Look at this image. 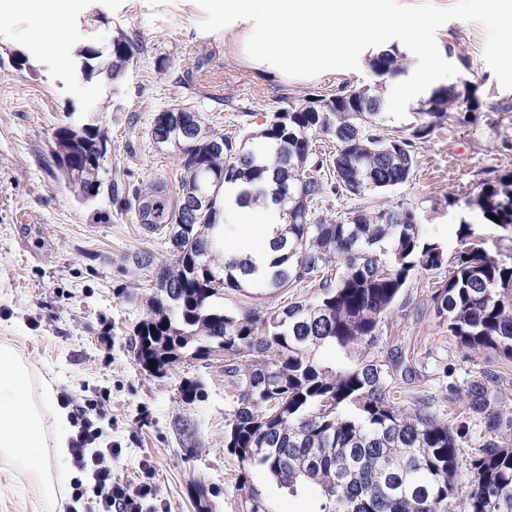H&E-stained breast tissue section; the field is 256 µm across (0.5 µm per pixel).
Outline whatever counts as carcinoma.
<instances>
[{
    "instance_id": "1",
    "label": "carcinoma",
    "mask_w": 512,
    "mask_h": 512,
    "mask_svg": "<svg viewBox=\"0 0 512 512\" xmlns=\"http://www.w3.org/2000/svg\"><path fill=\"white\" fill-rule=\"evenodd\" d=\"M142 50L133 38H117L107 52L87 46L86 77L119 71L128 54ZM403 53L392 45L369 59L381 84L403 70ZM342 87L320 100L322 106L292 104L273 113L256 135L226 136L205 123L194 107L191 121L198 140L168 130L157 145H173L181 158L179 192L139 185L116 200L149 234L169 244L172 258L153 266L147 253L137 264L153 267L150 315L134 332L132 348L141 368L164 376L186 356L209 362L224 356V377L236 403L224 429V446L250 466L270 474L294 494L311 485L319 512H450V497L462 481L460 443L471 440V423L480 417L484 432L466 459L472 490L464 512H512V444L500 435L501 413L486 382L466 384L468 403L452 419L423 392L410 407L395 405V380L388 368L362 361L337 371L316 358L325 344L341 349L379 336L408 277L416 270L442 268V245L425 237L416 213L402 205L377 212H351L340 219L319 215L317 205L330 196H360L390 191L408 181L416 163L413 141L385 132L386 104L376 89ZM462 100L476 102L464 84L434 92L417 114L419 139ZM55 160L63 168L70 155L72 172L63 173L84 201L102 187L99 129L89 125L83 143H72L70 126L53 135ZM320 138L334 139L336 154L316 152ZM226 186H241V204L261 195L288 200L285 227L271 271L249 279L255 266L243 259L222 265ZM203 194L207 205L194 215L182 207L188 196ZM474 204L485 220L512 230V173L482 183ZM342 271L332 274V268ZM317 285L314 300L295 302L264 316L234 315L214 303L221 288L254 293L294 282ZM512 257L495 258L477 243L456 256L448 280L434 293L436 313L448 320V332L466 349H492L512 357ZM155 367H150V361ZM180 398L202 402L206 389L185 380ZM194 424L184 418L173 431L188 455L199 448ZM241 512H272L262 494L248 486Z\"/></svg>"
}]
</instances>
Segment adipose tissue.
<instances>
[{"label": "adipose tissue", "mask_w": 512, "mask_h": 512, "mask_svg": "<svg viewBox=\"0 0 512 512\" xmlns=\"http://www.w3.org/2000/svg\"><path fill=\"white\" fill-rule=\"evenodd\" d=\"M238 190L224 192L225 253L251 259L258 273H266L279 251L273 246L282 215L272 201L243 206ZM67 409L58 406L50 384L32 391V374L16 350L0 344V476L14 481L32 479L41 512H61L63 476L58 461L69 456Z\"/></svg>", "instance_id": "obj_1"}]
</instances>
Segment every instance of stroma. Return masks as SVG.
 Returning <instances> with one entry per match:
<instances>
[{"instance_id": "stroma-1", "label": "stroma", "mask_w": 512, "mask_h": 512, "mask_svg": "<svg viewBox=\"0 0 512 512\" xmlns=\"http://www.w3.org/2000/svg\"><path fill=\"white\" fill-rule=\"evenodd\" d=\"M0 10L9 14L0 23V343L17 349L34 385L46 380L76 404L101 405V441L117 450L112 474L131 484L150 480L157 493L146 503L151 512H197L198 484L207 490L208 512H239L245 471L272 512H316L312 490L288 495L261 471L245 470L225 448L224 425L234 404L222 363L187 356L161 378L142 370L130 336L149 313L152 274L136 258L148 251L161 263L171 252L119 209L111 188L177 183V151L157 146L149 133L154 112L193 106L216 131L256 132L288 105L343 86L375 85L367 60L358 69L311 80L269 78L223 32L201 30L205 14L194 0H62L61 17L47 20L48 40L34 38L29 17L11 11L8 0H0ZM118 37L143 46L118 93L76 79L73 64L58 61V42L75 52L86 44L108 47ZM436 43L458 70L449 85L471 82L478 108L453 106L416 140V165L405 184L384 193L333 196L321 211L337 219L401 203L448 257L463 248V224L471 225L488 254L512 257V232L487 223L474 204L484 181L512 172V90L500 85L483 58L481 25L449 21L437 30ZM75 107L96 110L110 143L101 191L86 203L68 188L52 155L53 133ZM447 279L444 268L416 271L373 342L347 350L327 346L318 359L334 369L364 360L412 365L416 374L405 389L435 393L448 417L465 407L461 385L483 377L503 416L512 417V358L465 349L449 335L433 302ZM316 292L308 282L265 295L224 289L215 303L235 315L254 308L269 314L313 300ZM442 363L451 367V379L439 377ZM187 379L204 384L205 402H182L179 387ZM184 415L194 421L200 442L192 456L173 434L174 420Z\"/></svg>"}]
</instances>
